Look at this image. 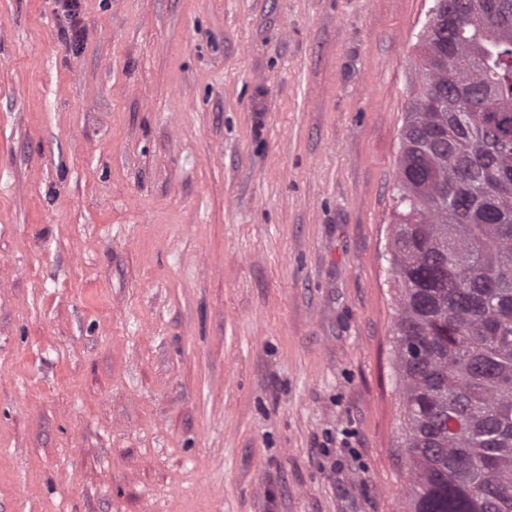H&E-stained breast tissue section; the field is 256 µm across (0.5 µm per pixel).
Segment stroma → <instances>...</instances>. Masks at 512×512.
I'll use <instances>...</instances> for the list:
<instances>
[{"label": "stroma", "instance_id": "1", "mask_svg": "<svg viewBox=\"0 0 512 512\" xmlns=\"http://www.w3.org/2000/svg\"><path fill=\"white\" fill-rule=\"evenodd\" d=\"M432 4L0 0V512H404Z\"/></svg>", "mask_w": 512, "mask_h": 512}]
</instances>
